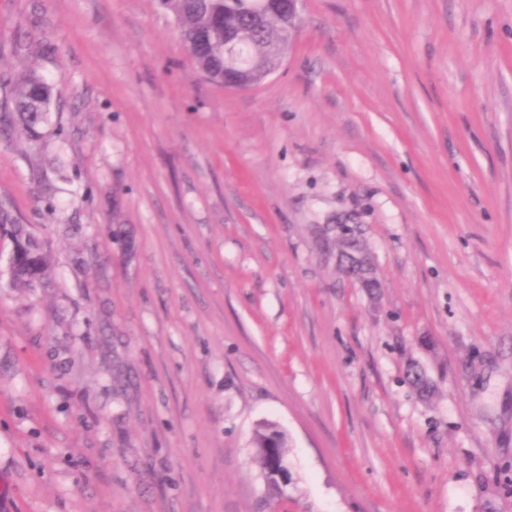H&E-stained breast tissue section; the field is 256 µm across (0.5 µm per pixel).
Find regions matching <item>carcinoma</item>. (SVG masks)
Returning <instances> with one entry per match:
<instances>
[{"instance_id": "carcinoma-1", "label": "carcinoma", "mask_w": 512, "mask_h": 512, "mask_svg": "<svg viewBox=\"0 0 512 512\" xmlns=\"http://www.w3.org/2000/svg\"><path fill=\"white\" fill-rule=\"evenodd\" d=\"M160 5L176 17L183 45L197 70L209 81L224 85V80L238 79L242 69L252 63L274 62L275 46L286 37L287 26L281 6L270 4L263 16L251 10L252 0H159ZM240 34L244 49L240 60L225 64L224 30ZM0 105L11 106L0 111V129L19 124L30 139L39 138V129L48 119L56 99L50 84L35 68L17 77L0 79ZM7 232L13 242L16 259L10 269L14 286L31 287L47 275L49 263L38 242L24 229L12 213V207L0 198V232ZM251 445L253 461L260 471L273 470L277 461H285L287 437L273 423L255 430Z\"/></svg>"}]
</instances>
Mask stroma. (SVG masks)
<instances>
[{
	"mask_svg": "<svg viewBox=\"0 0 512 512\" xmlns=\"http://www.w3.org/2000/svg\"><path fill=\"white\" fill-rule=\"evenodd\" d=\"M32 64L59 103L0 196L52 276L0 238V512H512V0H304L246 91L157 0H0ZM7 232L13 242L12 254L16 259L10 269V281L14 286L32 287L47 275L49 263L46 253L38 242L24 229L12 213V207L0 198V232ZM349 224H326L322 227L321 232L327 239L331 238V234L335 233L337 257L342 272L348 278L359 281L362 279L361 264L359 251L362 249L363 242L360 227ZM339 242H343L340 247ZM251 445L253 448V461L260 471L263 472L268 489L273 492H281L283 486L277 477L282 480V474L276 472L277 476L266 478L267 471L273 470L275 461H285V450L287 447V437L285 433L273 423L262 424L255 430Z\"/></svg>",
	"mask_w": 512,
	"mask_h": 512,
	"instance_id": "1",
	"label": "stroma"
}]
</instances>
